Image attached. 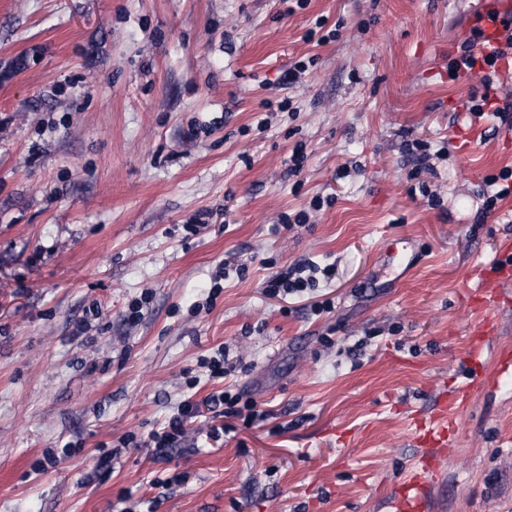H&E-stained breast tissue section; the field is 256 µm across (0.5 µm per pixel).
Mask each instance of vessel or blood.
<instances>
[{
	"label": "vessel or blood",
	"mask_w": 512,
	"mask_h": 512,
	"mask_svg": "<svg viewBox=\"0 0 512 512\" xmlns=\"http://www.w3.org/2000/svg\"><path fill=\"white\" fill-rule=\"evenodd\" d=\"M507 23L512 25V0H497L492 17L481 22V36L472 48L476 57L488 56L499 49L500 32ZM497 252V260L480 269L478 287L467 292V304L475 313L476 335L472 337L470 347V358L475 362L483 354L485 337L494 335L497 330L493 313L500 303L505 286L512 284V238L499 240ZM463 403L464 395L460 392L444 398L442 410L424 428V437L428 442H447L454 430V416ZM428 487L425 473L410 475L403 492L392 502L393 512H422Z\"/></svg>",
	"instance_id": "obj_1"
}]
</instances>
